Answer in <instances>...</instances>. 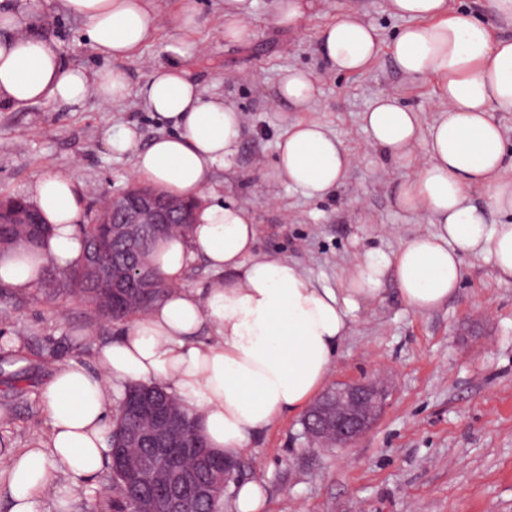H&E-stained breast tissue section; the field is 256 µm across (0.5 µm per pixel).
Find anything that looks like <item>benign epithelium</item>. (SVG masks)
<instances>
[{
    "mask_svg": "<svg viewBox=\"0 0 512 512\" xmlns=\"http://www.w3.org/2000/svg\"><path fill=\"white\" fill-rule=\"evenodd\" d=\"M196 200L179 196L159 197L151 188L138 186L111 198L109 217L102 224L101 241L109 248L115 241L135 245L146 233L163 235L173 224H192ZM4 224L41 222L27 208L8 216L0 215V239L7 232ZM94 277L102 302L122 300L148 307L155 294L148 284V271L140 268L120 271L103 262H95ZM389 392L384 383H338L328 388L307 410L302 420L303 433L310 444L326 448L352 445L378 420L387 406ZM125 409L136 418L149 420L127 434L126 442H148L150 448L116 447L113 466L133 478L144 490L141 512H192L196 503L216 496L223 486L221 476L231 474L237 464L224 459V453L200 452L198 442L185 438L191 419L173 409L150 389L133 393ZM193 458L196 470L189 472L175 463L176 454Z\"/></svg>",
    "mask_w": 512,
    "mask_h": 512,
    "instance_id": "obj_1",
    "label": "benign epithelium"
}]
</instances>
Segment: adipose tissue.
<instances>
[{"label": "adipose tissue", "instance_id": "adipose-tissue-1", "mask_svg": "<svg viewBox=\"0 0 512 512\" xmlns=\"http://www.w3.org/2000/svg\"><path fill=\"white\" fill-rule=\"evenodd\" d=\"M152 3L61 0L67 14L84 21L90 50L107 61L92 72L68 64L45 35L43 0L0 7V108L77 104L90 95L109 105L137 94L171 132L145 146L138 128L126 126L106 135L107 148L131 156L138 179L200 200L190 235L167 238L154 260L170 286L164 299L122 336L95 344L91 363H62L44 385L45 438L0 470L10 512H40L56 473L75 491L105 474L112 415L129 384L166 387L199 415L208 444L235 459L322 389L352 311L379 298L385 279L419 315L457 292L468 276L465 256L485 257L499 282L512 283V222L493 219L512 214V154L495 119L512 112V37H495L483 19L450 9L448 0H387L389 12L405 22L389 48L394 61L410 78H444L447 106L426 127L419 112L382 95L361 123L371 147L404 172L398 206L423 215L434 230L405 239L391 254L355 262L331 288L294 260L258 255L249 210L207 194L210 172L237 152L244 128L241 112L222 98H204L187 68L202 52L192 39L197 0H180L160 62L132 87L122 63L152 35ZM382 48L376 27L352 14L339 16L318 39L327 68L338 73L364 70ZM319 94L314 75L299 68L285 71L273 94L286 131L268 177L310 198L336 190L355 162L341 139L308 118ZM475 188L486 190V205L473 203ZM20 195L50 228L39 247L0 252V286L25 294L47 269L83 262L76 227L88 187L73 168L57 166ZM199 260L212 276L186 286L185 273Z\"/></svg>", "mask_w": 512, "mask_h": 512}]
</instances>
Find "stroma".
Here are the masks:
<instances>
[{"label":"stroma","mask_w":512,"mask_h":512,"mask_svg":"<svg viewBox=\"0 0 512 512\" xmlns=\"http://www.w3.org/2000/svg\"><path fill=\"white\" fill-rule=\"evenodd\" d=\"M154 5V35L124 63L135 86L159 61L178 0ZM199 9L203 53L192 74L204 96L223 97L244 120L237 154L212 172L208 188L250 210L258 253L293 259L332 287L356 257H380L430 231L426 219L397 207L403 172L370 146L360 121L382 94L427 124L444 103L439 78L414 80L396 67L389 46L404 22L388 14L387 0H324L292 32L274 25V0H255L248 18L254 37L246 45L225 41L223 0H199ZM346 12L374 23L383 43L361 73L329 71L317 49L320 31ZM44 30L68 63L104 66L85 43L84 22L64 13L60 0H47ZM292 67L317 78L313 117L357 158L342 185L320 199L267 180L285 131L270 98ZM128 125L146 142L168 130L134 96L109 106L91 95L77 105L1 108L0 197L60 165L75 166L90 199L126 190L135 181L132 160L107 151L104 137ZM466 263L470 273L461 288L429 314H415L390 281L377 301L354 311L327 382L381 377L388 405L345 449L310 446L302 414L276 420L239 456L244 478L266 489L263 512H512V285L499 283L485 258ZM127 328L90 320L84 304L63 292L48 301L39 287L0 291V337L15 343L0 346V361L21 356L26 368L21 381L0 375V464L45 436L40 388L55 363L89 359L95 343Z\"/></svg>","instance_id":"1"}]
</instances>
